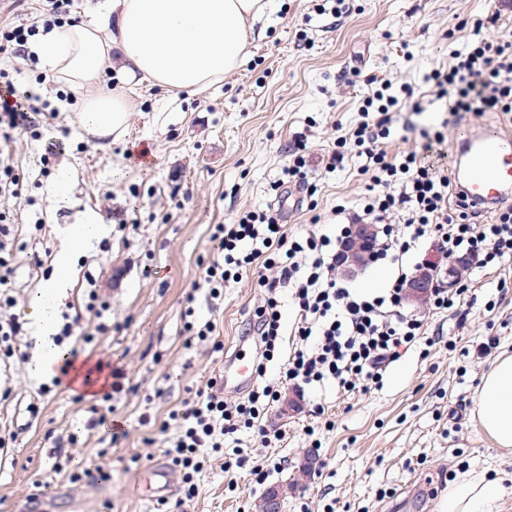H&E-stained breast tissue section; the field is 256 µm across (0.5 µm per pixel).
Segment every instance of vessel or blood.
Returning <instances> with one entry per match:
<instances>
[{
    "instance_id": "obj_1",
    "label": "vessel or blood",
    "mask_w": 512,
    "mask_h": 512,
    "mask_svg": "<svg viewBox=\"0 0 512 512\" xmlns=\"http://www.w3.org/2000/svg\"><path fill=\"white\" fill-rule=\"evenodd\" d=\"M459 191L476 208L512 203V133L484 126L462 132L453 156ZM138 485L149 499L171 495L175 489L172 468L162 462L151 464L139 475Z\"/></svg>"
}]
</instances>
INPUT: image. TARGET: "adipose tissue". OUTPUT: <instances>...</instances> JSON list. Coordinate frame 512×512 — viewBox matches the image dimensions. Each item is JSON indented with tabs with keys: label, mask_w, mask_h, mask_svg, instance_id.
<instances>
[{
	"label": "adipose tissue",
	"mask_w": 512,
	"mask_h": 512,
	"mask_svg": "<svg viewBox=\"0 0 512 512\" xmlns=\"http://www.w3.org/2000/svg\"><path fill=\"white\" fill-rule=\"evenodd\" d=\"M272 7L273 0H107L97 23L53 30L34 50L59 81L80 92L81 128L114 139L124 133L130 110L123 84L139 76L169 91H205L236 69L255 20ZM109 69L121 88L94 93ZM59 285L51 281L31 314L29 341L48 367L61 357L49 341ZM476 418L499 447H512V354H501L484 376ZM504 491L500 480L473 470L449 485L441 512H498Z\"/></svg>",
	"instance_id": "ef3b65f1"
}]
</instances>
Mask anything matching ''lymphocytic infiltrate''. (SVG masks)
Segmentation results:
<instances>
[{
  "label": "lymphocytic infiltrate",
  "mask_w": 512,
  "mask_h": 512,
  "mask_svg": "<svg viewBox=\"0 0 512 512\" xmlns=\"http://www.w3.org/2000/svg\"><path fill=\"white\" fill-rule=\"evenodd\" d=\"M498 21L495 12L475 20L470 39L452 52L448 68L431 70L423 77L435 87L437 97L447 98L452 116L512 113V28L499 26ZM365 83L373 91L364 96L359 119L349 135L338 137L316 166L304 140H297L273 190L279 197L296 192L301 199L311 198L318 190L316 169L333 173L343 170L349 157L360 158L359 172L369 183L362 211L354 220L377 224L378 239L369 263L396 266L398 273L390 286L379 293L362 294L337 278L350 225H337L331 235H293L283 224L278 207L240 211L230 223L212 227L215 255L200 265L186 295L185 349L208 341L214 352H223L216 320L195 316L196 294L202 290L210 300H221L229 283L253 274L265 290L248 330L257 376L264 379L268 362L278 357L284 380L299 389L328 381L344 391L364 395L380 385L402 349L419 341L428 347L434 344L424 316L404 306L409 273L422 264L423 243H436L443 268L458 256L476 261L481 269L512 262V205L498 208L488 219L470 211L455 194L447 164L433 158V143H426L420 153H388L395 112L406 104L418 112L422 103L414 99L409 86L378 85L370 77ZM36 101L33 90L0 80V138L7 140L35 130L40 112ZM15 247V226L9 212L1 210L0 369L16 362V344L26 334L25 322L15 311ZM87 282L86 307L94 314L93 330H86L79 317L66 314L53 335L55 345L68 348L71 359L78 358L79 345L92 344L96 337L112 331L111 302L101 298L95 277H88ZM285 292L294 305V321L288 329L282 324L280 301ZM286 335L291 336L292 347L285 353L281 346ZM95 368L107 371L111 379L108 390L89 400L71 393L72 400L82 407L86 429L97 431L114 445L126 434L123 422L113 417V401L128 374L102 357L97 358ZM279 394V384L264 380L246 399L230 403L212 378L169 411L156 433L171 467L181 475L184 499L197 495L196 477L204 469L205 455L221 452L225 438L249 429L267 444L285 440V433H269L260 423Z\"/></svg>",
  "instance_id": "lymphocytic-infiltrate-1"
}]
</instances>
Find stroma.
I'll return each mask as SVG.
<instances>
[{"label": "stroma", "instance_id": "35a3bbf8", "mask_svg": "<svg viewBox=\"0 0 512 512\" xmlns=\"http://www.w3.org/2000/svg\"><path fill=\"white\" fill-rule=\"evenodd\" d=\"M276 3V11L256 23L237 69L204 92H167L144 80L131 82L126 132L108 142L87 136L70 105L58 101L64 85L47 81L49 67L0 54V72L58 102L56 124L69 134L54 164L69 165L73 172L68 203H57L53 179L40 180L35 173L43 141L27 134L0 141V158L27 180L21 195L0 201L18 226L17 311L29 318L48 284L43 267L59 266L65 229L87 212L100 213L105 231L72 258L68 284L55 305L57 312L71 315L83 310L85 276L94 275L112 303V333L101 347L123 361L131 384L114 401L127 435L104 456L69 395L42 399L37 425L19 436L16 465L0 469V512H19L31 495L62 503L61 512H107V501L108 512H156V503L135 493L140 472L164 458L162 447L145 444L142 415L158 418L223 372L264 297L256 278L247 276L225 289L217 314L198 299L196 315L216 317L224 352L213 353L207 343L184 350V298L198 263L213 256L210 225L272 204V185L281 178L296 137L306 136L309 153L317 157L348 134L369 91L350 84V69L396 86L408 84L419 99L429 91L424 74L447 68L452 51L470 33L469 22L496 9L501 24L512 27V10L493 0H349L348 12L339 16L321 13L324 0ZM301 21L303 40L296 28ZM447 116L441 99L419 115L402 110L388 152L421 149L426 135L438 132L444 137L440 150L449 156L461 129L500 123L491 113L470 114L459 123ZM145 148L150 155L144 161L137 154ZM359 164L353 158L344 170L323 175L316 209L297 212L289 230L318 232L348 221L365 193ZM340 204L346 208L341 215L335 211ZM39 239L50 254L38 265L32 254ZM472 278L478 302L471 318L461 324L429 315L427 304L415 305L440 340L427 350L410 348L371 394L344 393L328 384L302 394L284 384L282 395L296 397L298 411L284 420L269 412L263 423L269 431H287V441L266 447L242 431V448L225 447L223 459L202 473L198 495L181 512H258L267 488L284 480L297 484L284 512H439L449 483L468 470L506 475L499 512H512V449L482 433L474 406L493 364L476 358V345L492 336L497 353H512V292L499 290L501 283L512 285V264L474 271ZM19 349L28 355L21 375L0 377V385L12 390L10 402L0 408V422L6 424L22 418L44 374L37 353L24 342ZM316 404L324 407L323 416L313 413ZM50 431L76 436L75 465L101 468L110 479L40 486L51 464L45 441ZM308 451L319 464L303 477L299 463ZM226 459L241 465L224 473Z\"/></svg>", "mask_w": 512, "mask_h": 512}]
</instances>
